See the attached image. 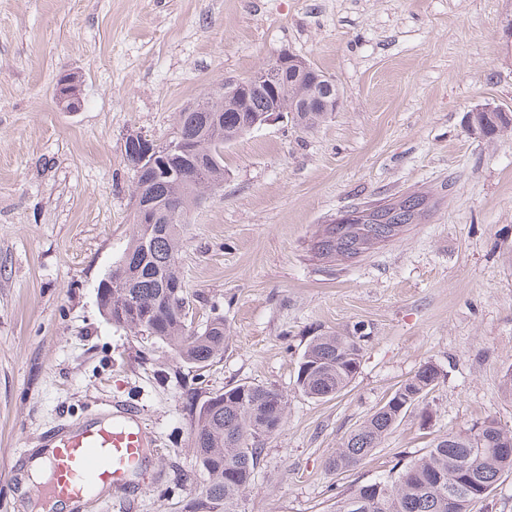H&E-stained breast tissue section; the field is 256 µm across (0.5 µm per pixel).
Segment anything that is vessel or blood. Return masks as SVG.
<instances>
[{
  "label": "vessel or blood",
  "instance_id": "b4317fda",
  "mask_svg": "<svg viewBox=\"0 0 512 512\" xmlns=\"http://www.w3.org/2000/svg\"><path fill=\"white\" fill-rule=\"evenodd\" d=\"M46 445L47 480L31 487V495L78 506L94 493L128 488L154 439L137 421L106 425L92 418L62 428Z\"/></svg>",
  "mask_w": 512,
  "mask_h": 512
}]
</instances>
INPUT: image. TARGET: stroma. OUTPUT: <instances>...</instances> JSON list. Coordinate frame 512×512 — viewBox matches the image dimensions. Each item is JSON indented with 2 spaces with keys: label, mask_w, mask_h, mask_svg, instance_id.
Instances as JSON below:
<instances>
[{
  "label": "stroma",
  "mask_w": 512,
  "mask_h": 512,
  "mask_svg": "<svg viewBox=\"0 0 512 512\" xmlns=\"http://www.w3.org/2000/svg\"><path fill=\"white\" fill-rule=\"evenodd\" d=\"M512 0H0V466L26 465L61 424L137 405L160 453L133 493L82 512H199L207 475L191 405L249 382L287 400L245 512H333L434 439L512 430V129L480 139L470 110H512ZM283 51L331 77L342 104L224 147V185L178 243L195 327L231 331L208 367L111 325L97 289L131 240L128 134L165 140L175 115ZM82 78L61 109L59 77ZM408 193L429 211L354 262L310 245L323 224ZM359 336L360 368L330 399L297 389L318 335ZM438 385L355 467L328 458L424 363ZM81 82L73 77L62 78L55 90V96L65 110L75 112L82 106Z\"/></svg>",
  "instance_id": "stroma-1"
}]
</instances>
